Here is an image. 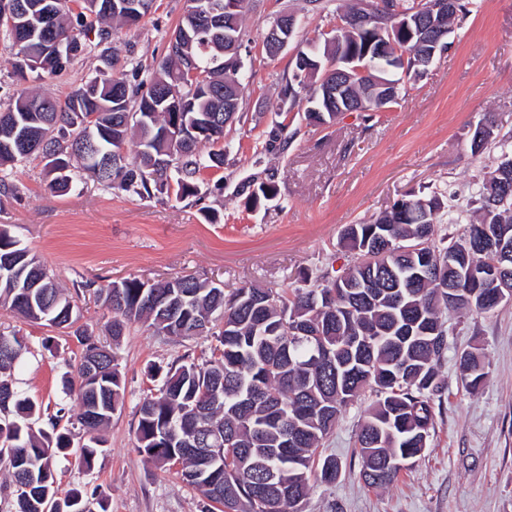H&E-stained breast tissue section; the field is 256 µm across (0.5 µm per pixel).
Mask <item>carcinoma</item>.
Here are the masks:
<instances>
[{
    "label": "carcinoma",
    "instance_id": "1",
    "mask_svg": "<svg viewBox=\"0 0 512 512\" xmlns=\"http://www.w3.org/2000/svg\"><path fill=\"white\" fill-rule=\"evenodd\" d=\"M53 17L32 18L33 32L20 44L11 40L8 24L0 34L9 41L17 77L34 71L63 72L70 56L58 45L77 44L80 51L98 50L95 75L64 100L21 89L7 106H0V192L14 193L10 181L17 164L31 158L46 160L54 193H67L78 176L56 172L79 153L119 155L121 165L97 177L107 190L152 198L175 190L195 195L193 180L224 166V71L209 69L203 36L184 44H168L166 56L150 78H140L142 66L112 70L108 44L114 19L104 10L106 0H55ZM429 0H388L381 24L425 19ZM472 0H451L446 32L470 12ZM330 49L312 42L308 53L321 68L315 77L286 81L283 98L305 95L316 124L329 123L350 110L352 100L376 98L368 108L381 112L398 103L405 78L415 72L412 60L386 76L395 95L383 99L373 90L371 76L358 82L345 98L324 104L315 83L341 68L342 60L361 51L376 31L338 29ZM199 68L207 74L196 85L185 84L182 73ZM179 98L180 111L160 103L158 89ZM20 135L40 149L22 153L7 144ZM508 196L509 203L501 204ZM476 219L448 246H436V225L456 224L454 205L439 194L408 195L370 222L349 224L341 245L357 252L360 261L345 274L329 279L303 277L295 288H268L244 282L229 291L193 274L153 283L126 277L120 287L93 288L95 300L110 313L112 341L128 327L141 324L156 336L180 339L211 337L217 341L210 357L199 364L189 357L167 369L152 367L149 379L160 381L158 393L144 398L136 410L135 438L139 452L156 467L176 469L186 483L208 501L207 512H305L313 477L330 483L340 466L321 456L324 439L342 411L365 393L375 399L364 411L356 436L360 478L371 489L392 484L405 463L428 447L434 428V401L444 385L438 365L448 349L445 310L488 314L497 291L493 269L498 262L496 237L512 238V152L501 153L496 165L484 168ZM453 253L467 256L480 277L475 288L466 280L448 293V268ZM428 257L440 274L415 277ZM0 304L18 316L62 330H72L83 353L67 395L74 398L76 419L89 439L74 444L69 430L53 435L33 430L42 406L15 391L11 372L23 360L27 346L16 333L0 332V469L8 471L14 489L13 512H108L107 499L93 489L72 488L59 495L55 463L74 456L91 471L105 455L96 437L123 408L127 394L112 349L97 343L78 325L73 296L57 284L31 251L7 232H0ZM459 368L466 385L476 391L487 380L485 355L473 346L461 352ZM173 424L175 439L166 432ZM224 434V451L210 456L186 447L182 439L198 437L207 444L212 431ZM391 467L373 476L378 465Z\"/></svg>",
    "mask_w": 512,
    "mask_h": 512
}]
</instances>
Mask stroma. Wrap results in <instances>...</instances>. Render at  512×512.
Listing matches in <instances>:
<instances>
[{"label":"stroma","instance_id":"stroma-1","mask_svg":"<svg viewBox=\"0 0 512 512\" xmlns=\"http://www.w3.org/2000/svg\"><path fill=\"white\" fill-rule=\"evenodd\" d=\"M475 7L449 36L451 49L406 84L405 97L384 112H344L328 125H307L302 113L281 111L290 76L289 52L267 57V23L283 10H299L293 36L306 44L336 23L332 14L305 10L304 0H249L241 57L246 66L241 119L224 132L230 152L221 169L205 171L197 193L139 198L76 182L63 196L47 189L43 161L13 170L19 196H0V225L35 253L63 288L92 282L104 287L129 276L156 281L182 272L234 288L244 282L295 286L302 273L338 276L358 261L343 248L346 225L372 220L421 188L455 194L468 205L475 177L497 151H471L477 123L490 118L494 140L512 136V0H474ZM184 0H156L138 25L114 26L112 52L151 66L167 53ZM86 54L60 75L29 76L28 88L64 98L90 74ZM9 43L0 38V105L20 85ZM273 182L275 199L251 206L260 182ZM445 382L429 444L398 480L381 490L364 486L354 448L355 431L369 397L350 406L326 438L322 452L341 470L315 484L306 512H512V304L489 315L448 311ZM23 336L28 351L15 370L18 389L41 403L35 429L51 432L49 418L63 402V382L75 374L82 346L75 337L15 315L0 305V329ZM482 347L488 381L466 389L457 356ZM211 341L172 342L144 326L127 331L114 352L127 386L124 407L101 436L108 449L92 471L59 460L61 490L104 492L109 512H205L201 494L175 472L162 471L139 453L136 405L158 385L149 364L181 356H209Z\"/></svg>","mask_w":512,"mask_h":512}]
</instances>
